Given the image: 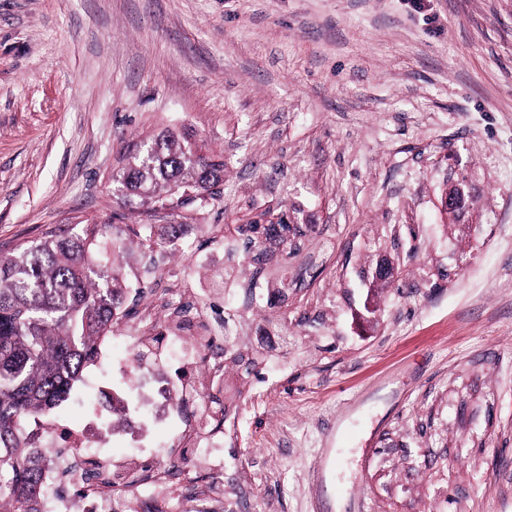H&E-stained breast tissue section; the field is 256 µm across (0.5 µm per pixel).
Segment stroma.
<instances>
[{
    "instance_id": "stroma-1",
    "label": "stroma",
    "mask_w": 512,
    "mask_h": 512,
    "mask_svg": "<svg viewBox=\"0 0 512 512\" xmlns=\"http://www.w3.org/2000/svg\"><path fill=\"white\" fill-rule=\"evenodd\" d=\"M165 129L223 161L217 195L125 207L113 171ZM259 214L293 216L287 247L248 248ZM87 222L128 288L83 380L129 402L115 461L167 471L183 438L166 512L216 485L214 512H512V0H0V256ZM149 224L189 234L148 247ZM186 303L266 356L186 368L229 406L207 459L195 419H158L179 350L120 340Z\"/></svg>"
}]
</instances>
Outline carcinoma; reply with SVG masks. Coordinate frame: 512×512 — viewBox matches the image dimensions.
<instances>
[{
  "instance_id": "1",
  "label": "carcinoma",
  "mask_w": 512,
  "mask_h": 512,
  "mask_svg": "<svg viewBox=\"0 0 512 512\" xmlns=\"http://www.w3.org/2000/svg\"><path fill=\"white\" fill-rule=\"evenodd\" d=\"M223 178L224 165L171 130L112 174L134 207L162 204L188 184L209 192ZM183 234V225L171 224L154 244L163 247ZM112 251L114 244L101 240L93 225L0 256V512H39L40 475L52 449L30 448L26 425L71 397L97 359L99 340L112 332L127 290ZM258 356L239 342H224V359L234 365L254 366Z\"/></svg>"
}]
</instances>
